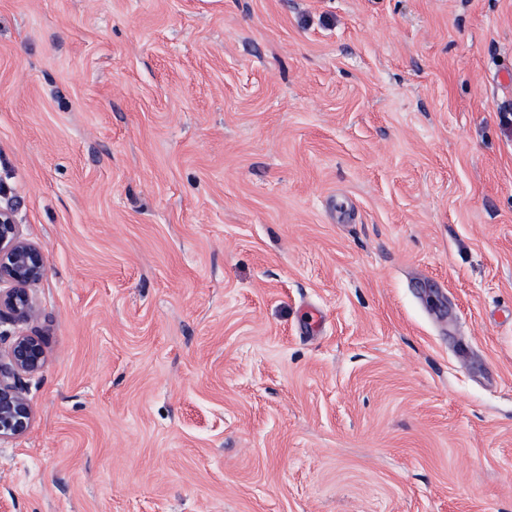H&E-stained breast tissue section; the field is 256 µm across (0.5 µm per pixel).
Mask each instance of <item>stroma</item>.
<instances>
[{
  "mask_svg": "<svg viewBox=\"0 0 512 512\" xmlns=\"http://www.w3.org/2000/svg\"><path fill=\"white\" fill-rule=\"evenodd\" d=\"M509 113L512 0H0V512H512ZM46 273L45 252L22 237L11 209H0V323L36 320L30 288ZM2 336L0 333V442L19 438L30 430L32 411L23 395L22 380L41 371L46 361L38 337L18 334L6 340Z\"/></svg>",
  "mask_w": 512,
  "mask_h": 512,
  "instance_id": "35a3bbf8",
  "label": "stroma"
}]
</instances>
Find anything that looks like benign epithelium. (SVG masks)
Here are the masks:
<instances>
[{
  "instance_id": "benign-epithelium-1",
  "label": "benign epithelium",
  "mask_w": 512,
  "mask_h": 512,
  "mask_svg": "<svg viewBox=\"0 0 512 512\" xmlns=\"http://www.w3.org/2000/svg\"><path fill=\"white\" fill-rule=\"evenodd\" d=\"M47 273L45 252L25 240L13 211L0 209V322L30 323L37 308L30 288ZM0 349V442L25 435L32 411L23 395V377L41 371L45 351L36 336L18 334Z\"/></svg>"
}]
</instances>
